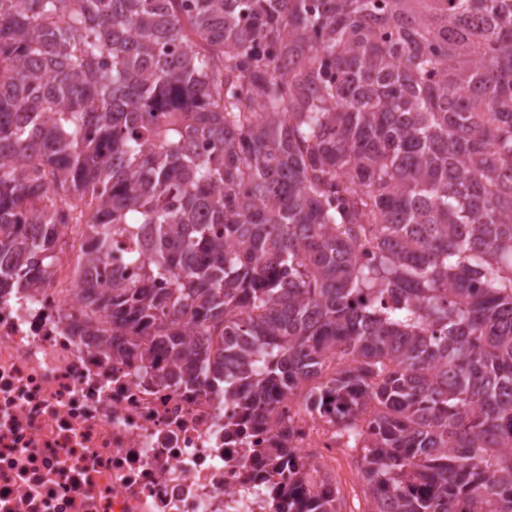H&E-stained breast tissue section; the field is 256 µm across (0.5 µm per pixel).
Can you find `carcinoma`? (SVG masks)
Returning a JSON list of instances; mask_svg holds the SVG:
<instances>
[{
	"mask_svg": "<svg viewBox=\"0 0 512 512\" xmlns=\"http://www.w3.org/2000/svg\"><path fill=\"white\" fill-rule=\"evenodd\" d=\"M80 231L93 346L369 415L373 512H512V0H0V289Z\"/></svg>",
	"mask_w": 512,
	"mask_h": 512,
	"instance_id": "obj_1",
	"label": "carcinoma"
}]
</instances>
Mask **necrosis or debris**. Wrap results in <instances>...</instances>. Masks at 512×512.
<instances>
[{
	"instance_id": "obj_1",
	"label": "necrosis or debris",
	"mask_w": 512,
	"mask_h": 512,
	"mask_svg": "<svg viewBox=\"0 0 512 512\" xmlns=\"http://www.w3.org/2000/svg\"><path fill=\"white\" fill-rule=\"evenodd\" d=\"M78 280L0 293V512H277L288 482L267 452L314 465L370 444L282 400L261 423L206 387L164 379L165 347L88 343Z\"/></svg>"
}]
</instances>
